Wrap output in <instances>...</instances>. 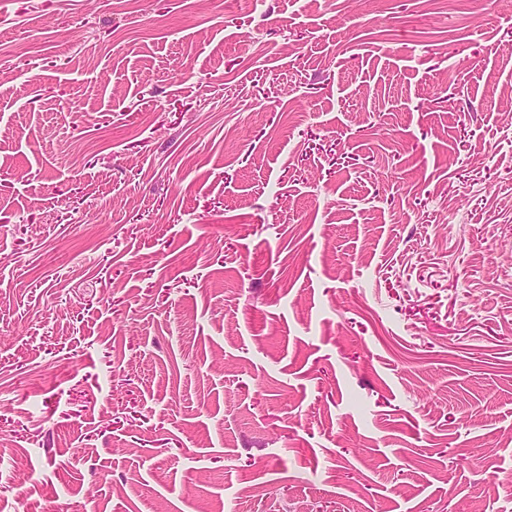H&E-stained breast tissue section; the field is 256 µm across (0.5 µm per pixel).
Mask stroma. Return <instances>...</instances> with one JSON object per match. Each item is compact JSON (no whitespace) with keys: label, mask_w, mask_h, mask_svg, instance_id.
Wrapping results in <instances>:
<instances>
[{"label":"stroma","mask_w":512,"mask_h":512,"mask_svg":"<svg viewBox=\"0 0 512 512\" xmlns=\"http://www.w3.org/2000/svg\"><path fill=\"white\" fill-rule=\"evenodd\" d=\"M0 512H512V0H0Z\"/></svg>","instance_id":"1"}]
</instances>
